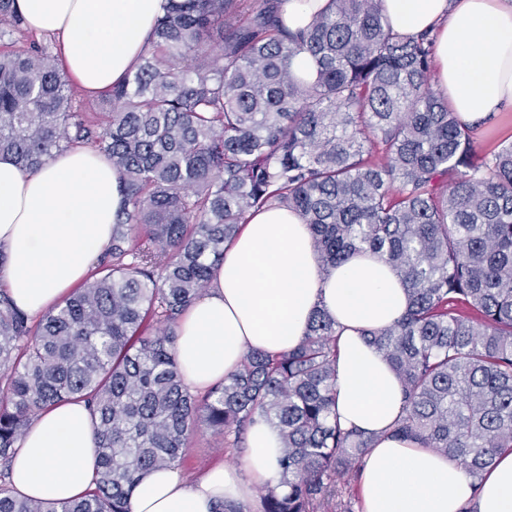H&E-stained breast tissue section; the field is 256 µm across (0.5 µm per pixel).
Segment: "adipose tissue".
Masks as SVG:
<instances>
[{
	"instance_id": "1",
	"label": "adipose tissue",
	"mask_w": 512,
	"mask_h": 512,
	"mask_svg": "<svg viewBox=\"0 0 512 512\" xmlns=\"http://www.w3.org/2000/svg\"><path fill=\"white\" fill-rule=\"evenodd\" d=\"M168 0H16L27 28L56 37L78 86L104 93L137 66ZM394 33L435 38L434 82L467 124L512 107V0H381ZM124 207L118 172L90 148L58 154L28 173L0 154V266L14 304L35 316L64 302L103 252ZM407 294L389 264L369 255L323 272L310 231L279 208L250 215L226 245L203 297L184 313L176 349L187 388L203 393L235 374L252 349L282 353L308 332L315 310L340 325L336 415L341 428L377 434L360 462L363 512H512V451L501 454L480 487L448 456L383 437L398 416L396 375L367 336L398 320ZM276 427L250 429L242 468L217 465L199 481L177 469L148 471L131 512H216L276 484ZM98 473L94 418L81 401L42 412L12 460L14 495L62 502L93 489Z\"/></svg>"
}]
</instances>
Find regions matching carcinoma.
<instances>
[{"label": "carcinoma", "mask_w": 512, "mask_h": 512, "mask_svg": "<svg viewBox=\"0 0 512 512\" xmlns=\"http://www.w3.org/2000/svg\"><path fill=\"white\" fill-rule=\"evenodd\" d=\"M285 0H169L137 69L97 111L74 104L46 45L0 52V154L34 173L90 145L121 173L124 209L83 286L37 325L0 290V512H131L144 473L180 465L206 426L241 453L259 419L280 433V478L260 512H355L374 437L344 431L337 330L325 311L295 348L248 351L204 395L182 381L179 320L248 216L308 224L322 269L370 253L408 294L369 332L403 406L389 434L460 462L481 483L512 451V141L479 152L431 83L434 41L395 34L380 0H330L306 29ZM0 0V39L22 31ZM308 54L316 77L297 76ZM79 399L97 417V487L62 503L18 498L9 462L36 417Z\"/></svg>", "instance_id": "carcinoma-1"}]
</instances>
